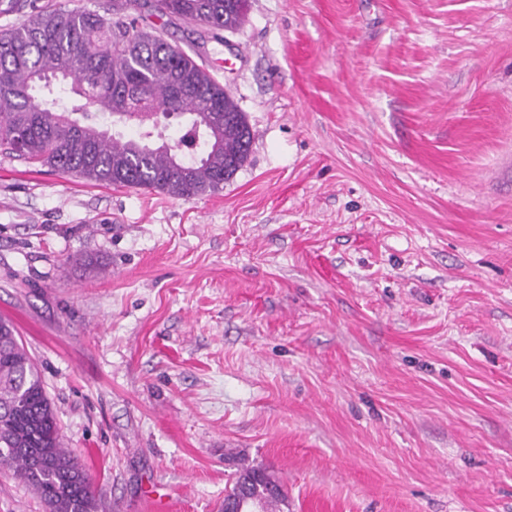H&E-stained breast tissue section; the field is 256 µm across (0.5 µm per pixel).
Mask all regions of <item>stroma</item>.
Here are the masks:
<instances>
[{"mask_svg":"<svg viewBox=\"0 0 512 512\" xmlns=\"http://www.w3.org/2000/svg\"><path fill=\"white\" fill-rule=\"evenodd\" d=\"M157 16L245 113L189 200L0 147V318L98 512H512V0H249ZM265 473L266 471L261 468L246 465L242 462L238 463L236 471L232 474V486L229 487V490H227L224 495V512H226L227 509L234 507L235 504H237V499L252 495L257 489V485L262 487L259 503L252 498L241 499L239 500L240 505L238 506V511L234 512H257L259 511L258 504L260 508L262 504L264 506L265 502L270 498L276 499L277 506L279 503L281 505L285 499V495L279 491L268 489L266 485L263 484L266 479ZM247 481L254 482L250 483L248 487H246Z\"/></svg>","mask_w":512,"mask_h":512,"instance_id":"stroma-1","label":"stroma"}]
</instances>
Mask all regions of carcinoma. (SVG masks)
<instances>
[{
  "label": "carcinoma",
  "mask_w": 512,
  "mask_h": 512,
  "mask_svg": "<svg viewBox=\"0 0 512 512\" xmlns=\"http://www.w3.org/2000/svg\"><path fill=\"white\" fill-rule=\"evenodd\" d=\"M135 9L216 31H237L249 0H124ZM188 117L174 143L157 114ZM132 124L126 136L95 121ZM205 148L190 166L181 147ZM0 145L27 163L85 181L145 188L177 199L212 194L247 162L252 134L242 112L195 53L140 28L118 11L43 9L0 31ZM0 473L27 486L47 512H97L77 455L64 448L42 376L12 324L0 319ZM265 470L237 464L224 509L262 487L259 504L285 495L265 487Z\"/></svg>",
  "instance_id": "1"
}]
</instances>
